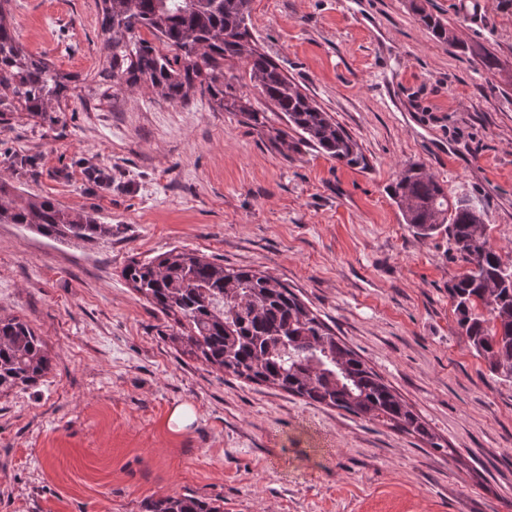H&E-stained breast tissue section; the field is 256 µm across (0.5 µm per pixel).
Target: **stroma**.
Instances as JSON below:
<instances>
[{
  "instance_id": "stroma-1",
  "label": "stroma",
  "mask_w": 512,
  "mask_h": 512,
  "mask_svg": "<svg viewBox=\"0 0 512 512\" xmlns=\"http://www.w3.org/2000/svg\"><path fill=\"white\" fill-rule=\"evenodd\" d=\"M427 8L469 54L436 42L406 0H251L256 47L357 143L347 165L277 115L275 141L199 95L102 91L96 0H12L25 51L75 81L54 120L0 124V177L112 234L60 242L0 224V316L28 323L53 363L0 394V512H144L176 494L224 512H512V380L457 325L448 283L464 266L447 233L418 237L389 192L424 164L512 258V0ZM175 248L291 288L440 449L175 351L124 277ZM180 404L195 418L175 431Z\"/></svg>"
}]
</instances>
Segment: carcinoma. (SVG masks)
Instances as JSON below:
<instances>
[{"mask_svg": "<svg viewBox=\"0 0 512 512\" xmlns=\"http://www.w3.org/2000/svg\"><path fill=\"white\" fill-rule=\"evenodd\" d=\"M0 0V121L15 112L50 117L66 97L71 77L48 59L26 52L6 23ZM108 66L100 76L113 84L150 88L170 103L186 104L199 91L215 109L238 112L266 127V112L253 107L224 62L246 58L261 94L301 135L302 141L338 162L352 164L357 143L331 116L253 45L251 0H97ZM411 10L438 43L452 51L467 46L422 0ZM149 33L167 52L143 37ZM391 195L405 223L421 238L448 233L450 250L467 265L448 284L457 323L491 373L512 379V264L489 244L480 210L451 200L424 165L404 168ZM0 224H21L57 240L94 242L112 225L63 207L49 197L21 198L0 177ZM124 275L167 319L176 350L227 374L274 385L290 394L414 435L434 449L426 423L386 385L288 287L251 268L226 266L194 253L171 250L154 261L137 260ZM51 369L40 336L18 318H0V392L32 386ZM145 512H224L212 501L180 494L144 505Z\"/></svg>", "mask_w": 512, "mask_h": 512, "instance_id": "cac0c4a2", "label": "carcinoma"}]
</instances>
